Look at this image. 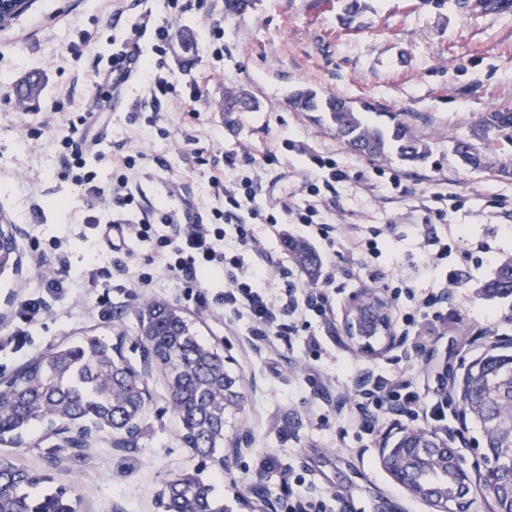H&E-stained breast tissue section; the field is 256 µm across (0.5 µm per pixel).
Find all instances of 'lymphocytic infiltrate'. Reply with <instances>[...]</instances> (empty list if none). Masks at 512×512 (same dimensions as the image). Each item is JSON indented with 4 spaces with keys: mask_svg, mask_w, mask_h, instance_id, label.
Returning <instances> with one entry per match:
<instances>
[{
    "mask_svg": "<svg viewBox=\"0 0 512 512\" xmlns=\"http://www.w3.org/2000/svg\"><path fill=\"white\" fill-rule=\"evenodd\" d=\"M193 0H163L164 19H157L152 10H145L126 29L121 43L113 48L107 63L96 69L94 88L97 100L109 97L111 89L122 83H138L140 95L129 106L131 121L146 119L161 137H168L169 128L162 120L164 104L173 99L188 98L197 102L199 92L182 95L179 82L166 66L173 21L189 12ZM152 45V58L143 55V42ZM93 108L70 118L72 137L61 143L64 170L81 191L93 215L90 222L99 229L111 246L112 265L89 268L90 282L103 287L129 284L137 288L152 287L154 281L168 277L178 288L204 308L228 311L247 316L250 334L267 342L270 351L279 343L303 334L314 360L305 381L315 393L326 389L318 365L324 349V335L336 322L335 270L321 274L314 285H302L294 267L279 265L278 277L265 279L257 263H247L245 253L266 257L258 225L276 228L281 218L298 224L315 242L326 261H333L341 251L362 255L365 267H372L382 254L383 241L377 230H356L340 237L333 225L323 222L322 215L333 205L336 185L348 181V170L340 168L333 153L311 151L307 154L308 174L297 188L282 193L275 204L264 206L257 198L263 190L262 170L279 163L281 157L298 151L296 141L284 138L261 155L226 153L211 155L199 137L185 135L183 162L188 168L208 170V182L215 197L211 206H189L175 212L167 204L146 206L142 195L129 187L138 174L143 153L126 154L108 159L99 139H77L76 131L93 122ZM112 166V185L103 188L97 180L95 167L103 162ZM305 196V203H296V196ZM149 242L157 258L152 271L140 270L132 262L131 241ZM222 274L226 285L213 293L207 280ZM385 291L405 333L422 340L448 315L434 293L416 294L401 277L385 284ZM354 426L358 438L374 440L388 416L394 415L414 423L420 420L444 427L448 424V407L437 403L427 405L419 389L408 380L391 374L372 375L356 393Z\"/></svg>",
    "mask_w": 512,
    "mask_h": 512,
    "instance_id": "lymphocytic-infiltrate-1",
    "label": "lymphocytic infiltrate"
}]
</instances>
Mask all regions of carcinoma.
Segmentation results:
<instances>
[{
	"instance_id": "cac0c4a2",
	"label": "carcinoma",
	"mask_w": 512,
	"mask_h": 512,
	"mask_svg": "<svg viewBox=\"0 0 512 512\" xmlns=\"http://www.w3.org/2000/svg\"><path fill=\"white\" fill-rule=\"evenodd\" d=\"M302 112H320L344 147L359 155L385 159L391 151L407 161H421L429 148L398 118L381 127L367 122L351 102L321 97L309 88L291 94ZM512 142V109L483 113L469 136L454 140L461 165L512 176V158H501L491 146ZM295 262L309 275L316 274L319 259L305 243L285 242ZM490 296L512 295V257L498 264L483 284ZM140 340L167 374L173 413L186 447L203 456H215L224 447V355L203 342L184 313L174 307L147 302L139 316ZM118 347L99 336H86L32 358L0 387V441L24 443V436L40 424L49 428L69 423L86 435L105 432L130 435L143 411L140 377L116 356ZM475 366L480 375L470 379L458 401L477 419L484 443L512 448V355L496 346ZM43 479L31 472L5 466L0 470V512H71L70 500L59 492L41 490ZM167 512H224L211 488L197 473H184L166 494Z\"/></svg>"
}]
</instances>
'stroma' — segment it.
<instances>
[{
  "label": "stroma",
  "mask_w": 512,
  "mask_h": 512,
  "mask_svg": "<svg viewBox=\"0 0 512 512\" xmlns=\"http://www.w3.org/2000/svg\"><path fill=\"white\" fill-rule=\"evenodd\" d=\"M352 0H254L253 8L232 18L223 11L208 15L192 10L173 23L166 61L183 87L199 85L196 115L170 101L169 138L146 121L130 123L128 108L139 93L126 85L95 116L111 154L142 151L146 165L136 186L150 202L184 208L211 203L208 176L189 171L181 160L185 134L199 136L214 153L266 151L288 136L309 150L331 151L350 171L337 184L336 204L326 212L340 235L354 226L380 229L387 239L375 267L383 277L402 276L416 293L433 279L457 283L446 303L447 328L429 333L425 347L413 353V381L429 403L443 401L441 372L462 374L464 363L480 356L488 340L512 351V297L490 299L481 287L500 257L512 254V177L461 166L451 150V136L464 135L484 112L512 106V9L482 12L455 0H353L354 23H346ZM137 0H33L12 23L0 28V218L13 224L18 269L0 273V337L14 328L15 309L26 295H41L51 263L35 266L32 243L62 240L74 270L108 267L112 254L93 230L77 186L63 175L58 144L71 129L69 114L80 112L94 94L92 63L108 58L124 37V23ZM224 22V55L217 58L203 35L210 18ZM41 78V92L31 100L13 89L28 74ZM228 87L242 88L260 103L255 112L218 111ZM300 87L320 96H339L366 104L377 125L399 116L430 149L427 158L408 163L397 156L378 162L350 153L314 113L295 110L291 93ZM42 135L26 140V125ZM390 169L405 179L408 193L393 197L375 176ZM183 192L167 197L171 175ZM442 192L458 206L447 221L425 222L415 205L421 196ZM44 204L42 223L30 221L33 199ZM447 237L450 250L434 274H426L419 256L425 239ZM489 253H476L478 243ZM102 290L75 279L62 294L46 298L48 312L28 327L20 351H0V378H10L29 359L86 335L119 344L126 364L145 383L150 397L139 430L124 444L98 436L74 448L64 436L36 430L23 445L0 442V461L12 463L69 487L82 512H163L160 497L169 483L186 472H200L215 484L228 512H288L279 501V472L257 473L261 457L272 453L294 466L314 497L329 498L331 512L355 501V512H379L386 502L404 512L430 507L397 483L384 469L383 440H397L409 425L390 417L380 439L358 441L348 419L353 413L357 370H390L402 345L373 338L370 348L352 343L342 327L325 341L320 366L336 411L327 425L310 419L319 398L305 382L309 366L304 337H292L281 353L271 354L250 336L247 319L205 309L185 298L170 279L153 288L114 289L106 303ZM157 301L183 311L198 336L224 354L226 370L236 377L243 396L240 409L228 410L223 455L224 477L214 480L210 462L184 447L159 365L147 356L138 336L139 312ZM451 420L467 445L458 454L469 472L466 498L470 512H493L483 493V433L452 402Z\"/></svg>",
  "instance_id": "obj_1"
}]
</instances>
